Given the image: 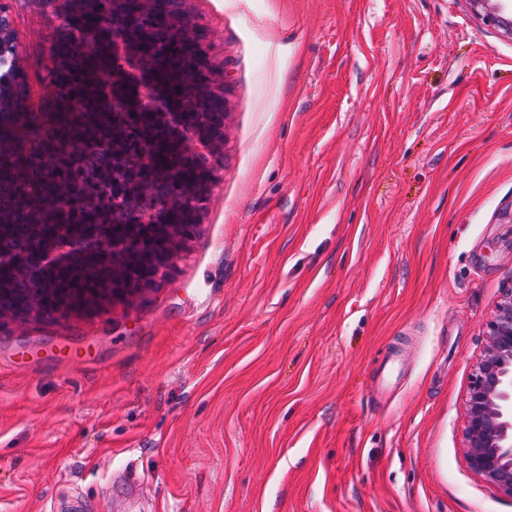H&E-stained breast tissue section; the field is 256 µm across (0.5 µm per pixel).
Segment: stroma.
<instances>
[{
    "label": "stroma",
    "instance_id": "35a3bbf8",
    "mask_svg": "<svg viewBox=\"0 0 512 512\" xmlns=\"http://www.w3.org/2000/svg\"><path fill=\"white\" fill-rule=\"evenodd\" d=\"M9 4L43 95L58 21ZM180 7L217 181L154 288L0 319V512H512L463 435L512 289V35L470 0Z\"/></svg>",
    "mask_w": 512,
    "mask_h": 512
}]
</instances>
